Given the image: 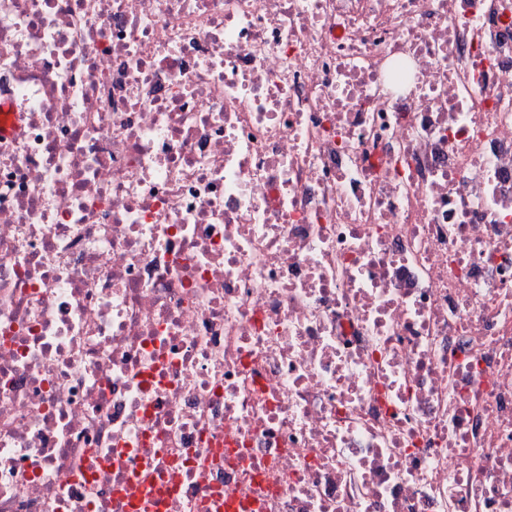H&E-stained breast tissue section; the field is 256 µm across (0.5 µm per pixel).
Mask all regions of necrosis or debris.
Wrapping results in <instances>:
<instances>
[{
    "mask_svg": "<svg viewBox=\"0 0 512 512\" xmlns=\"http://www.w3.org/2000/svg\"><path fill=\"white\" fill-rule=\"evenodd\" d=\"M0 99V512H512V0H0Z\"/></svg>",
    "mask_w": 512,
    "mask_h": 512,
    "instance_id": "4bbe7bcc",
    "label": "necrosis or debris"
}]
</instances>
